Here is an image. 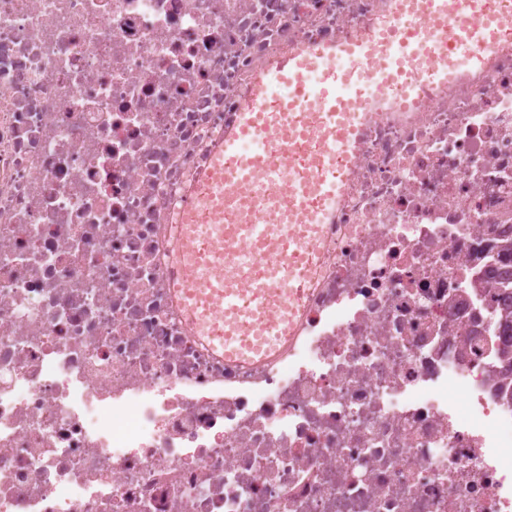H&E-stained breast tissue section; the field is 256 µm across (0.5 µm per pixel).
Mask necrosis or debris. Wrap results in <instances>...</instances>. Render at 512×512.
Instances as JSON below:
<instances>
[{
	"label": "necrosis or debris",
	"instance_id": "necrosis-or-debris-1",
	"mask_svg": "<svg viewBox=\"0 0 512 512\" xmlns=\"http://www.w3.org/2000/svg\"><path fill=\"white\" fill-rule=\"evenodd\" d=\"M426 22L398 0H0V512H512V29L415 110L369 109L276 354L224 359L178 304L180 202L256 78Z\"/></svg>",
	"mask_w": 512,
	"mask_h": 512
}]
</instances>
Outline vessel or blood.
I'll return each mask as SVG.
<instances>
[{
	"label": "vessel or blood",
	"mask_w": 512,
	"mask_h": 512,
	"mask_svg": "<svg viewBox=\"0 0 512 512\" xmlns=\"http://www.w3.org/2000/svg\"><path fill=\"white\" fill-rule=\"evenodd\" d=\"M427 2V29L389 39L383 66L364 76L361 88L332 79L331 71L337 62L354 67L369 57L374 46L364 40L300 50L264 70L238 126L225 133L198 189L184 203L179 300L198 336L225 359L261 361L287 339L317 268V227L343 192L346 160L369 103L409 109L422 84L448 85L496 50L500 16L484 13L461 22L449 14L448 0ZM284 85L293 91L290 111L313 116V123L285 127L279 113L268 111L275 88ZM393 86L399 89L394 97ZM314 134L325 146L302 177L269 173L272 187L288 186V213L281 223H270L262 209L244 224L217 223L219 210L234 209L238 197L249 193L251 175L271 144L294 148ZM215 267L224 269V282L210 277Z\"/></svg>",
	"instance_id": "vessel-or-blood-1"
}]
</instances>
